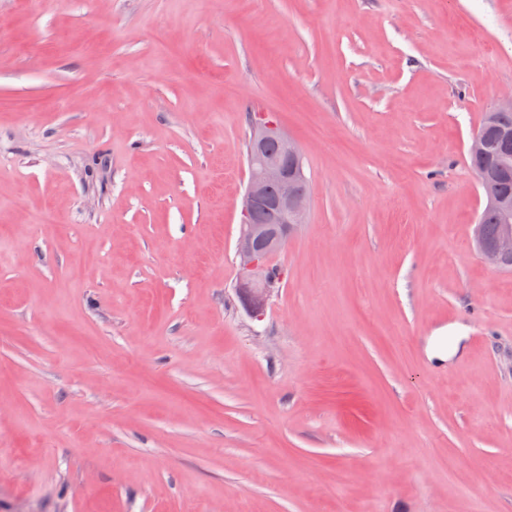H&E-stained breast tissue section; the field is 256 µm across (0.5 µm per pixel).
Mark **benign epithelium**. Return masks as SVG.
<instances>
[{
    "label": "benign epithelium",
    "mask_w": 512,
    "mask_h": 512,
    "mask_svg": "<svg viewBox=\"0 0 512 512\" xmlns=\"http://www.w3.org/2000/svg\"><path fill=\"white\" fill-rule=\"evenodd\" d=\"M250 130L248 180L243 195L244 222L236 258L241 302L247 314L258 319L264 314L273 287L270 260L306 223L309 185L300 147L283 131L274 116L251 117ZM487 206L501 214L498 235L488 241L481 225L476 224L473 239L484 260L502 269L512 258V198L507 195L489 196ZM260 207L275 211L278 224L256 223L254 215Z\"/></svg>",
    "instance_id": "obj_1"
}]
</instances>
